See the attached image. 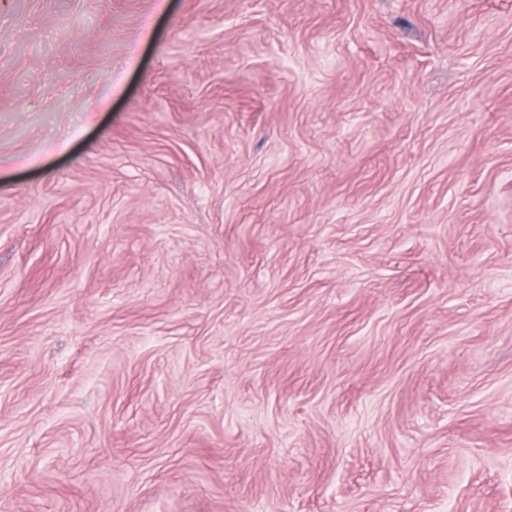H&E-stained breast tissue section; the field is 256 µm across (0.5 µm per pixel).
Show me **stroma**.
Listing matches in <instances>:
<instances>
[{
	"label": "stroma",
	"mask_w": 512,
	"mask_h": 512,
	"mask_svg": "<svg viewBox=\"0 0 512 512\" xmlns=\"http://www.w3.org/2000/svg\"><path fill=\"white\" fill-rule=\"evenodd\" d=\"M0 512H512V0H0Z\"/></svg>",
	"instance_id": "1"
}]
</instances>
